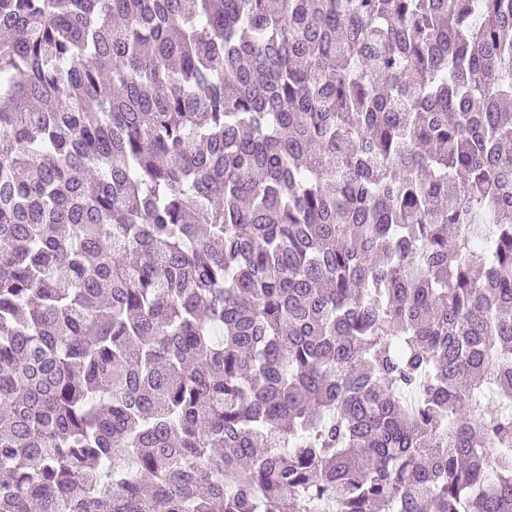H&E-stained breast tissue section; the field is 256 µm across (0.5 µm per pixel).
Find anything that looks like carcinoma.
<instances>
[{
    "mask_svg": "<svg viewBox=\"0 0 512 512\" xmlns=\"http://www.w3.org/2000/svg\"><path fill=\"white\" fill-rule=\"evenodd\" d=\"M512 512V0H0V512Z\"/></svg>",
    "mask_w": 512,
    "mask_h": 512,
    "instance_id": "1",
    "label": "carcinoma"
}]
</instances>
